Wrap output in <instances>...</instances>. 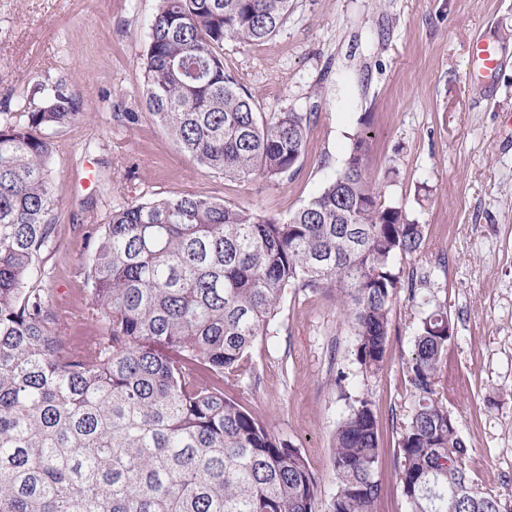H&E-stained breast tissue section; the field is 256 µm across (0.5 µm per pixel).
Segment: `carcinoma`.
<instances>
[{"mask_svg": "<svg viewBox=\"0 0 512 512\" xmlns=\"http://www.w3.org/2000/svg\"><path fill=\"white\" fill-rule=\"evenodd\" d=\"M293 0H159L141 54L149 112L179 150L226 179L282 182L305 157L310 116H265L224 66V44L276 35ZM19 123L0 111V512H314L301 451L262 426L224 384L254 373L251 350L290 288L338 291L360 369L381 367L394 262L424 227L366 174V139L286 219L196 195L112 210L98 225L92 303L57 308L39 264L57 201L47 131L83 115L68 83L37 84ZM424 308L407 363L415 409L399 481L409 512H498L473 485L455 420L437 399L454 325ZM99 325L75 344L69 320ZM329 512H375L377 416L356 401L334 436Z\"/></svg>", "mask_w": 512, "mask_h": 512, "instance_id": "cac0c4a2", "label": "carcinoma"}]
</instances>
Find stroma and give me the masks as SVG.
Returning a JSON list of instances; mask_svg holds the SVG:
<instances>
[{
  "label": "stroma",
  "mask_w": 512,
  "mask_h": 512,
  "mask_svg": "<svg viewBox=\"0 0 512 512\" xmlns=\"http://www.w3.org/2000/svg\"><path fill=\"white\" fill-rule=\"evenodd\" d=\"M159 0H0V110L38 106L30 89L65 78L85 119L50 132L57 233L46 252L54 304L88 306L94 225L111 210L169 194L200 195L287 218L367 134L365 170L424 226L400 278L428 277L454 337L440 395L482 491L512 500V0H294L282 30L261 44L226 43L224 65L258 112L310 117L299 173L284 182L227 180L182 154L147 111L140 55ZM503 56L471 61L475 40ZM422 310L398 289L382 368L362 373L355 336L333 289L289 290L255 372L225 386L261 424L300 448L328 512L337 490L333 435L357 399L378 420L377 512H407L397 470L415 407L407 363ZM347 373L345 386L336 376Z\"/></svg>",
  "instance_id": "35a3bbf8"
}]
</instances>
